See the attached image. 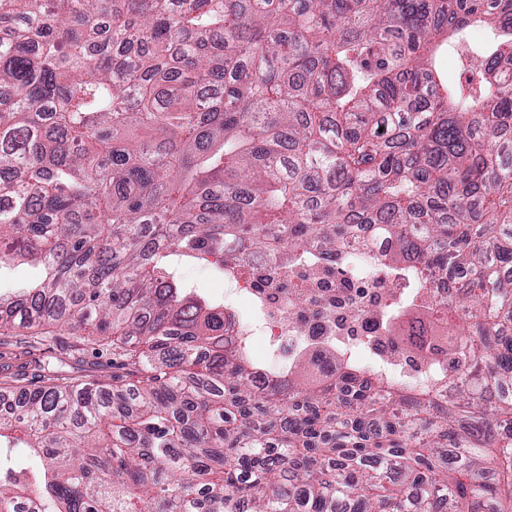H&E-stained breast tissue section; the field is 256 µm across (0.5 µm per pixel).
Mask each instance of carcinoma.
Wrapping results in <instances>:
<instances>
[{
    "label": "carcinoma",
    "mask_w": 512,
    "mask_h": 512,
    "mask_svg": "<svg viewBox=\"0 0 512 512\" xmlns=\"http://www.w3.org/2000/svg\"><path fill=\"white\" fill-rule=\"evenodd\" d=\"M454 55L477 78L436 66ZM512 0H0V335L136 381L0 380V512H486L512 497ZM376 258L442 314L437 388L309 363L252 388L170 257ZM24 448L34 469L14 463ZM41 270L19 262L2 264L0 269V291L9 293L26 288L38 281ZM109 351L94 350L91 347H85L84 351L78 355L79 361L72 363L74 369H70L71 373L66 375L78 376L84 374H94L103 376L106 379L112 374L125 375L127 368L121 366L120 361L114 360ZM113 362V365H112Z\"/></svg>",
    "instance_id": "carcinoma-1"
}]
</instances>
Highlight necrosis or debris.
I'll return each mask as SVG.
<instances>
[{
	"label": "necrosis or debris",
	"mask_w": 512,
	"mask_h": 512,
	"mask_svg": "<svg viewBox=\"0 0 512 512\" xmlns=\"http://www.w3.org/2000/svg\"><path fill=\"white\" fill-rule=\"evenodd\" d=\"M358 234L369 248L347 250L335 257L314 251L313 260L298 265L292 282L269 261L238 267L224 260V336L232 345L250 351L262 341L265 361L258 364L256 384L286 369L295 357L306 355L315 363L317 378L331 374L327 353L337 361L362 355L381 375L406 383L429 380L428 361L447 364L448 352L437 347L447 330L431 321L422 324L424 348L412 354L398 350L397 321L409 313L404 300L407 283L385 275L371 256L386 248L368 225Z\"/></svg>",
	"instance_id": "necrosis-or-debris-1"
}]
</instances>
